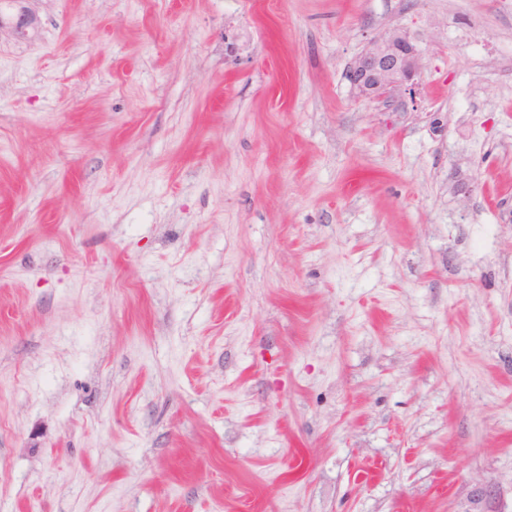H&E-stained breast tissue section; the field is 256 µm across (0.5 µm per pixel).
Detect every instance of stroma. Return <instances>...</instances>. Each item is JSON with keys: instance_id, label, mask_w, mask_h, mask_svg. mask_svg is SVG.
I'll return each instance as SVG.
<instances>
[{"instance_id": "1", "label": "stroma", "mask_w": 512, "mask_h": 512, "mask_svg": "<svg viewBox=\"0 0 512 512\" xmlns=\"http://www.w3.org/2000/svg\"><path fill=\"white\" fill-rule=\"evenodd\" d=\"M0 143V512H512V0H0ZM423 53L406 31L394 29L371 42L355 59L351 80L357 95L388 104L410 97L418 85Z\"/></svg>"}]
</instances>
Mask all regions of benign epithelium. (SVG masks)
Returning a JSON list of instances; mask_svg holds the SVG:
<instances>
[{"instance_id": "obj_1", "label": "benign epithelium", "mask_w": 512, "mask_h": 512, "mask_svg": "<svg viewBox=\"0 0 512 512\" xmlns=\"http://www.w3.org/2000/svg\"><path fill=\"white\" fill-rule=\"evenodd\" d=\"M423 53L406 31L394 29L371 42L355 59L351 80L357 95L388 104L413 95L422 70Z\"/></svg>"}]
</instances>
